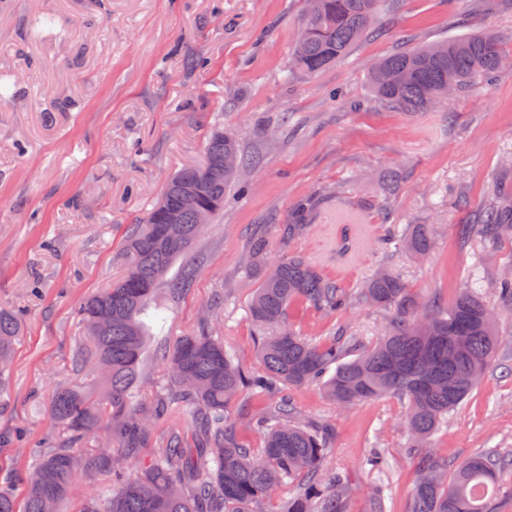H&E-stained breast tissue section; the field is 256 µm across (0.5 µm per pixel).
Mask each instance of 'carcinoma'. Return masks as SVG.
I'll list each match as a JSON object with an SVG mask.
<instances>
[{
    "label": "carcinoma",
    "mask_w": 512,
    "mask_h": 512,
    "mask_svg": "<svg viewBox=\"0 0 512 512\" xmlns=\"http://www.w3.org/2000/svg\"><path fill=\"white\" fill-rule=\"evenodd\" d=\"M387 2L305 0L289 73L311 76L341 60L377 23ZM504 43L498 34L474 31L398 50L373 64L368 83L380 100L405 112H424L500 70L507 62ZM243 163L236 136L214 129L202 162L175 172L159 201L130 228L122 276L79 305L77 317L89 341L79 361L92 378L54 390L49 415L59 436L37 451L32 470L15 477L23 489V512H65L77 485L88 489L79 512H258L257 504L287 481L297 489L280 512H347L350 486L344 477L332 473L325 483L319 478L333 448L332 429L302 424L283 388L318 383L341 406L385 395L402 398L411 447L422 448L496 362L495 318L479 274L449 306L419 301L388 269L351 293L299 252L270 256L266 239L257 236L245 270L260 278L249 319L263 370L246 374L223 341L210 334L205 318L198 331L166 351L170 387L133 401L146 341L141 315L173 261L192 249L202 228L199 214L211 218L224 208ZM188 191L197 199L192 208L183 203ZM314 211L310 198L295 203L284 225L286 237L304 234ZM466 233L485 249L512 236V191L500 192L483 223L467 225ZM388 241L415 259L427 257L434 246L428 224L402 229L394 224ZM204 265L205 257L195 256L169 282V295L181 297ZM493 288L499 303L512 307V277ZM297 304L329 314L368 305L390 319L368 345L344 331L316 343L290 320ZM22 333L20 317L0 306V392ZM332 367L334 373L325 377ZM245 389L256 396L278 393L251 417L263 432L260 452L241 443L230 422V406ZM180 408L189 411L187 426L163 436L159 456L130 469L128 459L153 443L155 423ZM511 463L512 456L490 449L467 458L447 479L448 464L427 455L408 512H494L497 473ZM104 474L113 479L107 497L96 490Z\"/></svg>",
    "instance_id": "carcinoma-1"
}]
</instances>
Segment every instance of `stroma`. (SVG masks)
<instances>
[{
	"mask_svg": "<svg viewBox=\"0 0 512 512\" xmlns=\"http://www.w3.org/2000/svg\"><path fill=\"white\" fill-rule=\"evenodd\" d=\"M302 7L303 0H0V305L24 325L0 392V484L33 467L52 391L87 379L75 364L88 344L79 303L121 275L128 226L175 171L203 160L214 126L236 135L246 162L223 212L192 248L205 267L183 297L159 300L143 317L144 391L167 386L163 348L197 329L218 292L224 303L213 336L258 370L248 305L259 280L243 268L256 230L271 254L302 252L350 290L386 262L414 294L447 304L475 268L489 284L512 275L511 237L484 253L460 236L500 189L512 188V64L416 114L381 102L367 82L372 60L404 47L475 28L512 37V0H396L346 57L290 79ZM389 169L403 175L399 191L363 208ZM305 196L318 202L315 221L285 240L288 211ZM347 214L363 243L344 254ZM389 222L433 225L434 249L421 260L388 253ZM484 299L497 312L498 359L429 449H410L404 401L345 408L319 387L289 389L303 421L334 431L323 467L350 484L347 512H372L379 484L385 512H408L425 453L453 468L487 448L512 452V308L490 287ZM291 319L317 341L344 329L368 343L387 322L369 307L325 316L300 306ZM267 403L245 394L230 411L240 441L257 450L264 437L250 416ZM374 448L387 455V471L365 465Z\"/></svg>",
	"mask_w": 512,
	"mask_h": 512,
	"instance_id": "1",
	"label": "stroma"
}]
</instances>
